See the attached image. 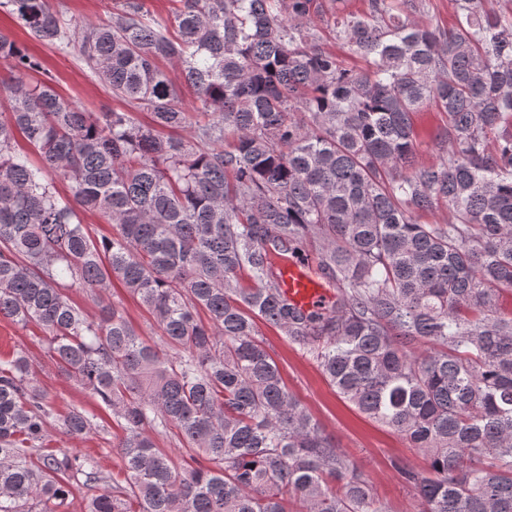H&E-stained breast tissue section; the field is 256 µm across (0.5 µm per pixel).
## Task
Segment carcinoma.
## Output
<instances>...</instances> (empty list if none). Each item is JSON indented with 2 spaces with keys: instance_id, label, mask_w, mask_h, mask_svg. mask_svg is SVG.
<instances>
[{
  "instance_id": "1",
  "label": "carcinoma",
  "mask_w": 512,
  "mask_h": 512,
  "mask_svg": "<svg viewBox=\"0 0 512 512\" xmlns=\"http://www.w3.org/2000/svg\"><path fill=\"white\" fill-rule=\"evenodd\" d=\"M171 2L162 17L119 0L78 28L47 0H0L122 104L79 110L30 81L41 60L0 33V317L41 328L49 362L123 432V478L106 484L94 457L48 446L54 414L26 353L1 359L0 512H67L80 479L86 512H388L288 392L260 321L426 456L423 471L392 461L417 512H512V310L498 305L512 291V0H452L449 29L424 19L426 0H336L322 27L315 0ZM428 106L444 122L433 163L415 128ZM79 208L111 235L90 236ZM438 209L447 223L422 221ZM311 239L338 294L305 313L277 267L306 262ZM114 277L174 353L121 304L93 318L65 292L97 302ZM95 420L73 406L60 425L81 437ZM171 432L193 464L155 447Z\"/></svg>"
}]
</instances>
